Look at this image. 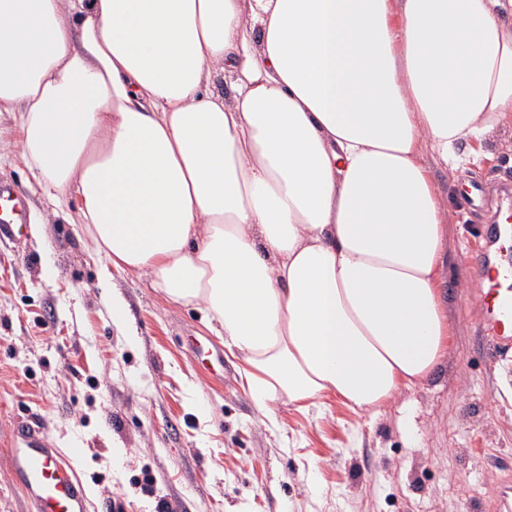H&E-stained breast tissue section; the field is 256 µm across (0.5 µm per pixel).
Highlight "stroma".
<instances>
[{"label": "stroma", "instance_id": "obj_1", "mask_svg": "<svg viewBox=\"0 0 512 512\" xmlns=\"http://www.w3.org/2000/svg\"><path fill=\"white\" fill-rule=\"evenodd\" d=\"M466 150L467 170L431 168L448 197L442 367L374 415L334 397L308 415L275 401L276 428L232 364L192 352L195 339L224 349L200 311L116 271L138 331L120 336L78 225L43 221L46 199L7 151L0 178L25 194L30 226L0 243V512L23 509L4 447L20 420L57 455L80 446L88 512H498L512 495V352L490 357L478 331L482 283L464 260L490 213L467 209L458 189L471 175L512 178V124Z\"/></svg>", "mask_w": 512, "mask_h": 512}]
</instances>
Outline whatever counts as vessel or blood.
<instances>
[{"instance_id":"b4317fda","label":"vessel or blood","mask_w":512,"mask_h":512,"mask_svg":"<svg viewBox=\"0 0 512 512\" xmlns=\"http://www.w3.org/2000/svg\"><path fill=\"white\" fill-rule=\"evenodd\" d=\"M484 225L482 247L466 260L469 273L486 280L477 299L481 337L491 353L512 350V211L498 209ZM28 210L16 187L0 179V241L20 235ZM10 468L29 512H86L85 489L68 462L28 424H18L8 443Z\"/></svg>"}]
</instances>
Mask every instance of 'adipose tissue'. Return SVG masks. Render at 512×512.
<instances>
[{
	"mask_svg": "<svg viewBox=\"0 0 512 512\" xmlns=\"http://www.w3.org/2000/svg\"><path fill=\"white\" fill-rule=\"evenodd\" d=\"M507 10L0 0V113L103 266L205 305L270 425L283 398L373 412L448 352L426 157L512 119Z\"/></svg>",
	"mask_w": 512,
	"mask_h": 512,
	"instance_id": "ef3b65f1",
	"label": "adipose tissue"
}]
</instances>
